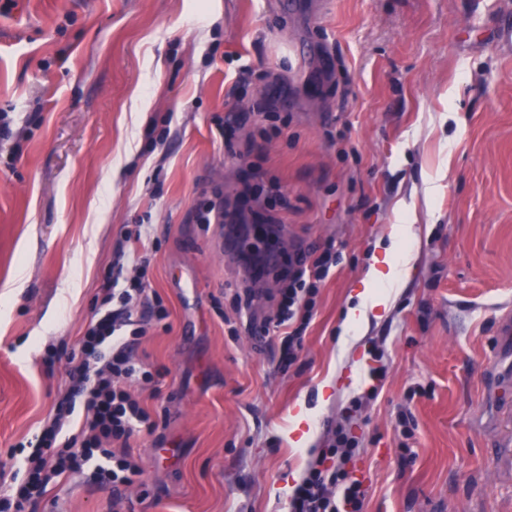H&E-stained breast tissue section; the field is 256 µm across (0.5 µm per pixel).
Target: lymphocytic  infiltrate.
<instances>
[{"label": "lymphocytic infiltrate", "mask_w": 512, "mask_h": 512, "mask_svg": "<svg viewBox=\"0 0 512 512\" xmlns=\"http://www.w3.org/2000/svg\"><path fill=\"white\" fill-rule=\"evenodd\" d=\"M332 267L331 252L311 266L297 269L278 304V324L311 319L312 297ZM101 308L88 323L77 349L67 356L69 390L59 397L54 413L26 458V476L16 486L0 490V512H26L41 500L49 485L74 474H87L99 488L132 486L143 469L131 442L143 431L155 432L158 423L130 386L149 383L136 350L151 321L166 319L165 310H152L143 275L119 279L106 274ZM83 408L79 431L63 436L76 408ZM357 443L336 430L321 459L312 462L292 499V512H361L365 490L345 469ZM328 459L337 468H325Z\"/></svg>", "instance_id": "obj_1"}]
</instances>
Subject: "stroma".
<instances>
[{
  "label": "stroma",
  "instance_id": "35a3bbf8",
  "mask_svg": "<svg viewBox=\"0 0 512 512\" xmlns=\"http://www.w3.org/2000/svg\"><path fill=\"white\" fill-rule=\"evenodd\" d=\"M508 21L512 0H0V483L24 477L22 446L69 386L47 352L77 347L119 260L168 312L137 349L154 382L133 388L166 424L134 440L121 512H289L339 427L362 512H512ZM208 203L242 210L241 239L270 225L278 252L226 253L223 227L196 221ZM396 224L418 229L414 266L340 350ZM328 247L289 347L266 319ZM113 496L75 475L36 512Z\"/></svg>",
  "mask_w": 512,
  "mask_h": 512
}]
</instances>
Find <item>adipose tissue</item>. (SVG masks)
Wrapping results in <instances>:
<instances>
[{"label":"adipose tissue","mask_w":512,"mask_h":512,"mask_svg":"<svg viewBox=\"0 0 512 512\" xmlns=\"http://www.w3.org/2000/svg\"><path fill=\"white\" fill-rule=\"evenodd\" d=\"M393 239L392 247L386 249L383 257L373 258L363 279L359 302L347 312L346 332L358 330L372 314L388 308L393 292L405 275L417 239L414 225H395Z\"/></svg>","instance_id":"ef3b65f1"}]
</instances>
